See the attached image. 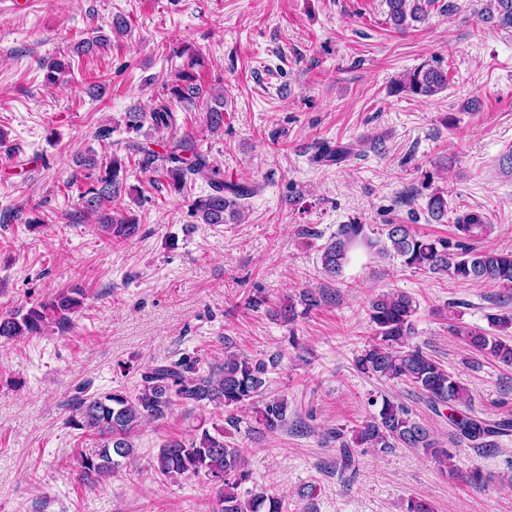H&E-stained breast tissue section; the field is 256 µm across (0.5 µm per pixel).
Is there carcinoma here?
I'll return each instance as SVG.
<instances>
[{
    "label": "carcinoma",
    "mask_w": 512,
    "mask_h": 512,
    "mask_svg": "<svg viewBox=\"0 0 512 512\" xmlns=\"http://www.w3.org/2000/svg\"><path fill=\"white\" fill-rule=\"evenodd\" d=\"M385 2L390 20L404 27L424 20L436 0ZM484 20L501 29H512V0H491ZM40 65L50 83L66 73V64L58 59L45 58ZM404 85L412 94L428 98L448 86V71L434 59L408 72ZM170 93L178 101L193 105L202 95V86L196 83V77L182 72ZM146 121L159 131L171 132L156 142L161 151L132 140L124 146L126 156L112 153L104 175L94 184L84 185L79 192L84 214L98 217L101 231L110 239L128 240L137 233L135 219L106 212V204L112 202L122 188L119 175L126 167V160L134 156L142 169L162 174L177 192L195 180L205 181L211 193L191 205L201 223L240 221L243 217L241 200L253 194L252 187L224 181V171L198 150L193 136L173 135L178 128V112L172 108L170 100L161 97L147 110L129 113V126L133 129L141 128ZM223 126L224 96L220 94L207 110L206 127L215 132ZM346 156L345 148L323 144L318 147L313 161L338 164ZM427 210L433 220L440 221L448 215V201L434 194L428 199ZM454 227L457 240L451 242L421 234L407 224L386 225L383 239L372 237L365 224H340L322 249V270L331 278L340 277L351 250L363 245L381 256L400 258L410 269L463 282L492 283L511 292L512 252L483 251L472 244L490 230L485 217L468 213L459 217ZM78 295V290L62 291L23 314L0 315V337L37 336L52 324L65 327L82 305ZM416 311V301L405 292L392 290L376 295L369 305L373 337L355 359L357 370L378 379L413 386L430 405L448 411V419L458 438L473 448L486 447L492 444L490 438L512 432L511 417L492 421L476 415L463 383L420 346L410 343L415 334ZM509 328H512L511 316L489 314L485 328L457 322L450 325V332L474 351L511 367L512 336L505 334ZM275 365L272 358L266 361L226 351L224 362L213 364L204 373L200 371L198 358L184 356L174 362L145 367L140 388L134 394L116 389L104 396L80 400L66 424L97 439V446L91 452L81 454L83 476L94 483L111 477L122 461L134 456L133 437L138 427L145 421L166 419L177 405L193 409L222 406L229 413L253 405L256 422L253 431L257 434L278 432L288 421V398L284 395L263 398L269 371ZM324 438L338 444L337 464L343 472L352 467L350 448L353 444L381 449L414 448L422 450L440 469L464 484L479 490L486 485L480 469H460L453 463V454L439 445L407 406L386 397L382 398L378 411L354 430L351 439H346L340 428L328 430ZM153 467L165 479L203 477L216 485L217 507L213 512H285L284 500L275 495L260 493L247 499L240 497L238 488L249 480L250 473L245 466L244 449L228 441V431L222 425L214 424L208 429L201 422L197 433L189 439L167 441L159 448Z\"/></svg>",
    "instance_id": "1"
}]
</instances>
